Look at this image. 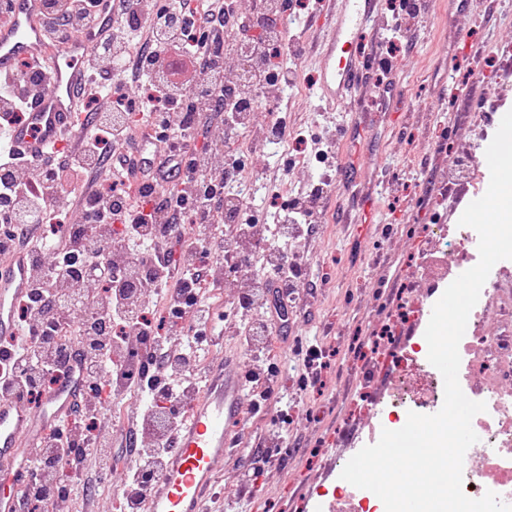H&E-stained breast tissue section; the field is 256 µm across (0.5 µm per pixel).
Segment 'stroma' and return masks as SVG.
<instances>
[{
  "label": "stroma",
  "instance_id": "35a3bbf8",
  "mask_svg": "<svg viewBox=\"0 0 512 512\" xmlns=\"http://www.w3.org/2000/svg\"><path fill=\"white\" fill-rule=\"evenodd\" d=\"M429 2L427 12L409 20L411 39L378 46L412 109L394 123L378 87L364 93V118L376 131L365 143L372 157L362 174L363 185L378 196L374 224L363 237L326 213L293 243L305 260L300 287L306 305L289 310L287 336L272 339L271 356L279 365L293 364L296 338L314 336L325 366L303 390L284 375L285 392H300L301 400L282 426L272 422L277 404L248 414V434L274 440L287 433L288 460L281 467L257 466L247 512H311L315 503L331 502L346 486L340 477L345 464L376 441L391 415L422 410L412 401L394 405L390 414L382 407L393 404L402 357L425 341L420 304L447 287L428 267L435 230L456 224L484 185L488 173L475 157L492 136L498 111L512 108V0H474L466 13L450 0ZM312 82V69L298 62L293 91H259L248 129L234 140L219 116L209 114L196 143L217 147L213 176L224 171L222 153L242 147L248 170L266 184L269 207L320 185L324 168L314 145L285 148L276 159L263 149L267 122L284 112L293 133L335 138L342 118L319 111ZM116 466L89 492L75 491L74 501L86 496L92 512H120L129 456H119Z\"/></svg>",
  "mask_w": 512,
  "mask_h": 512
}]
</instances>
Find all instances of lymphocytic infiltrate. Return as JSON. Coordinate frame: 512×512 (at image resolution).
I'll use <instances>...</instances> for the list:
<instances>
[{"instance_id": "obj_1", "label": "lymphocytic infiltrate", "mask_w": 512, "mask_h": 512, "mask_svg": "<svg viewBox=\"0 0 512 512\" xmlns=\"http://www.w3.org/2000/svg\"><path fill=\"white\" fill-rule=\"evenodd\" d=\"M101 0H44L48 37L83 33ZM295 0H266L259 36L239 37L229 0L206 9L191 0H121L120 21L95 47V77L87 103L94 123L74 145L40 158L0 152V257L26 250L31 291L15 307L21 336L0 335V392L41 400L48 380L64 373L78 349L86 391L81 407L42 438L33 455L37 478L24 493L25 512L69 502L98 481L112 463V440L89 436L107 426L100 385L145 393L139 417L151 445L135 448L128 486L150 493L172 445L173 423H159V409L184 413L205 379L202 351L216 335L217 315L202 298L212 266L228 263L224 240L186 242L189 224L226 227V238L244 234L242 207L225 203L223 180L211 175L214 153L194 148L204 111L220 112L228 130L242 127L253 110L254 83L224 79V55L252 60L268 84H293V67L268 64L281 45V12ZM232 41H225V32ZM136 53L122 77L112 61ZM44 65L20 61L0 74V125L22 121ZM154 129L167 149L143 166L127 154L139 125ZM317 221L314 203L288 201L267 246L283 258L249 305L237 307V335L247 350L265 351L299 296L304 259L289 251L301 225ZM166 303L161 321L148 318L151 297Z\"/></svg>"}]
</instances>
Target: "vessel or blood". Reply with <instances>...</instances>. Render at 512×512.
<instances>
[{
	"label": "vessel or blood",
	"mask_w": 512,
	"mask_h": 512,
	"mask_svg": "<svg viewBox=\"0 0 512 512\" xmlns=\"http://www.w3.org/2000/svg\"><path fill=\"white\" fill-rule=\"evenodd\" d=\"M323 4L330 21L308 57L315 70L312 90L323 110L344 115L338 135L353 149L339 168L352 173L364 162L363 151L355 146L365 135L356 121L358 108L378 67L380 39L395 23L379 25L382 0H323ZM42 10V0H14L11 24L0 27V71L13 70L22 60H41L52 72L27 120L0 131L1 150L21 147L33 156L88 129L81 93L90 82L89 64L101 31L119 20L118 11L105 6L81 38L51 42L41 25ZM376 207L373 193H365L338 204V218L343 224L366 225L372 223ZM29 291L24 256L0 264V335H19L13 310ZM68 367L70 379L49 390L37 409L28 408L18 395H0V512H19L18 503L33 479L28 461L32 450L81 397L78 358H71ZM248 369L247 358L240 354L208 361L205 383L176 422L170 453L152 494L138 503L139 512H208L215 498L217 465L226 451L247 463L242 443Z\"/></svg>",
	"instance_id": "obj_1"
}]
</instances>
